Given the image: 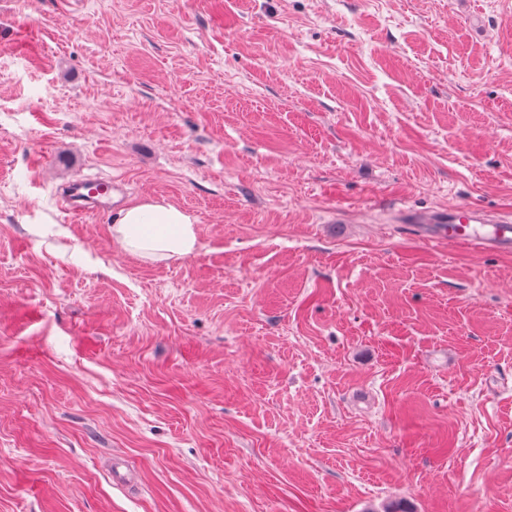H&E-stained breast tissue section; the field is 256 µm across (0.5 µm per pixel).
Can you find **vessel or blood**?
<instances>
[{
	"label": "vessel or blood",
	"mask_w": 512,
	"mask_h": 512,
	"mask_svg": "<svg viewBox=\"0 0 512 512\" xmlns=\"http://www.w3.org/2000/svg\"><path fill=\"white\" fill-rule=\"evenodd\" d=\"M398 221L414 225L429 241L462 245L480 250L512 253V218L459 204L448 209H405Z\"/></svg>",
	"instance_id": "b4317fda"
}]
</instances>
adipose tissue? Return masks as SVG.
<instances>
[{
  "instance_id": "ef3b65f1",
  "label": "adipose tissue",
  "mask_w": 512,
  "mask_h": 512,
  "mask_svg": "<svg viewBox=\"0 0 512 512\" xmlns=\"http://www.w3.org/2000/svg\"><path fill=\"white\" fill-rule=\"evenodd\" d=\"M194 224V219L177 206L147 201L126 207L112 226V236L141 258L161 260L195 251Z\"/></svg>"
}]
</instances>
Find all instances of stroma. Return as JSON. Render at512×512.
I'll list each match as a JSON object with an SVG mask.
<instances>
[{"label": "stroma", "instance_id": "obj_1", "mask_svg": "<svg viewBox=\"0 0 512 512\" xmlns=\"http://www.w3.org/2000/svg\"><path fill=\"white\" fill-rule=\"evenodd\" d=\"M460 203L512 215V0H0V512H512V254L393 221ZM195 220L169 203H133L112 225V238L129 252L147 260L187 256L197 247Z\"/></svg>", "mask_w": 512, "mask_h": 512}]
</instances>
